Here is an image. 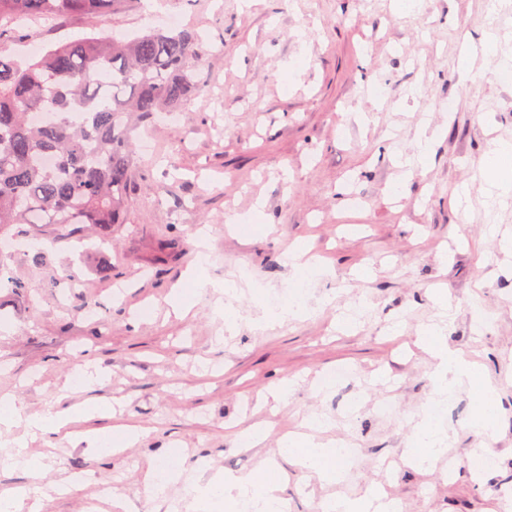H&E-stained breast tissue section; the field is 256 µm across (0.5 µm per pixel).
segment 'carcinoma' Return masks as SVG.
<instances>
[{"mask_svg":"<svg viewBox=\"0 0 512 512\" xmlns=\"http://www.w3.org/2000/svg\"><path fill=\"white\" fill-rule=\"evenodd\" d=\"M123 0H0V39L14 22L84 19L91 33L19 62L0 53V238L26 224H92L102 243L127 223L136 164L132 118L186 109L203 90L207 51L194 29H153L124 41L102 25ZM52 114L34 125L30 115ZM57 155L55 169L41 166Z\"/></svg>","mask_w":512,"mask_h":512,"instance_id":"cac0c4a2","label":"carcinoma"}]
</instances>
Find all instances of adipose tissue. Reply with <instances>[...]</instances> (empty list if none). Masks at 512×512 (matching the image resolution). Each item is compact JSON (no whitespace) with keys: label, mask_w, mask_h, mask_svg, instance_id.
Wrapping results in <instances>:
<instances>
[{"label":"adipose tissue","mask_w":512,"mask_h":512,"mask_svg":"<svg viewBox=\"0 0 512 512\" xmlns=\"http://www.w3.org/2000/svg\"><path fill=\"white\" fill-rule=\"evenodd\" d=\"M422 340L437 361L434 398L444 401L457 388L469 387L477 401L473 426L485 434H493L498 411L496 386L464 353L449 349L440 329H425ZM68 422L67 416L58 413L25 414L13 397L0 396V427L9 428L22 423L30 433L55 435L64 430ZM305 425L306 433L288 435L279 440V456L315 471L323 479L340 480L343 472L336 464L341 455L340 449L318 442L314 437L315 431L325 427V419L312 415L306 419ZM448 439V430L442 420L419 415L414 426V441L404 454L405 462L420 471L433 469L445 453ZM189 488L192 512H242L249 504L258 512H287V501L278 483L265 480L259 474H214L202 460L196 465Z\"/></svg>","instance_id":"1"}]
</instances>
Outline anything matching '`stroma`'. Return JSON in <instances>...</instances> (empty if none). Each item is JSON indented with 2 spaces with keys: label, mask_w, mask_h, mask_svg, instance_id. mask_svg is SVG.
<instances>
[{
  "label": "stroma",
  "mask_w": 512,
  "mask_h": 512,
  "mask_svg": "<svg viewBox=\"0 0 512 512\" xmlns=\"http://www.w3.org/2000/svg\"><path fill=\"white\" fill-rule=\"evenodd\" d=\"M183 26L201 31L224 56L199 71L203 91L175 126L139 127L152 149L138 152L129 221L114 225L104 255L90 253L95 231L73 224L46 240V260H7L25 292L0 288V393L31 413L112 405L83 416L77 435L108 432L129 419L146 435L108 454L86 444L32 438L41 462L39 500L21 512H88L100 487L135 500L139 512L183 506L185 482L166 502L146 499L148 460L212 472L266 468L288 512H317L322 501L358 496L377 484L399 512H506L512 504V196H491L479 164L495 140L512 141V0H170ZM87 31L73 16L59 29L22 32L4 47L18 60L37 46ZM497 51L485 54L487 35ZM436 138L412 172L394 159L413 152L420 128ZM261 214H253L255 199ZM234 211L246 221L228 228ZM210 239L205 274L187 316L168 294ZM300 247L322 267L284 261ZM112 266L102 278L101 261ZM235 280L229 295L220 287ZM305 289L307 316L267 320L289 284ZM121 292H114V285ZM449 301L441 307L436 291ZM151 315H142L143 307ZM444 323L448 344L478 362L500 398L494 440L470 430L467 388L449 400L451 467L417 472L402 464L412 419L433 392L434 361L417 342ZM91 357L110 377L95 390L68 385ZM342 370L343 388L320 392ZM286 397L259 404L280 380ZM327 418L323 442L347 445L337 483L274 458L294 420ZM273 422L266 441L239 447L225 423ZM491 444L494 470L474 477L475 449ZM72 490L57 495L58 482Z\"/></svg>",
  "instance_id": "obj_1"
}]
</instances>
